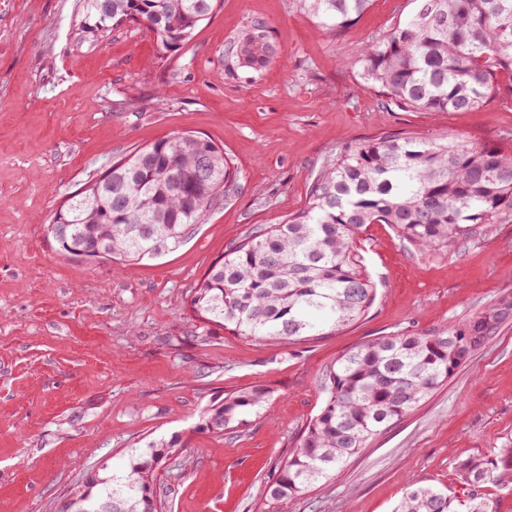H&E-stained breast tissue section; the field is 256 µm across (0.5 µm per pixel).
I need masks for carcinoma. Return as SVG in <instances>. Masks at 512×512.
Instances as JSON below:
<instances>
[{
	"mask_svg": "<svg viewBox=\"0 0 512 512\" xmlns=\"http://www.w3.org/2000/svg\"><path fill=\"white\" fill-rule=\"evenodd\" d=\"M373 0H293L322 29L341 32ZM413 16L364 48L352 66L401 110L466 111L491 93L512 94V0H415ZM217 0H81L80 39L93 43L143 22L168 51L187 41ZM277 56L263 24L229 44L231 68L259 71ZM223 148L181 133L135 149L86 183L50 218L71 226L58 250L116 263L175 250L212 206L238 191ZM512 222V153L454 136L398 133L347 146L311 182L307 207L279 224L254 227L209 267L190 304L202 331L221 327L250 340L298 342L360 320L376 299L356 240L369 224H388L425 255L446 256L490 224ZM512 321V296L446 330L384 336L349 351L318 380L322 405L293 449L264 482L263 512L336 476L371 440L415 411ZM269 390L233 392L209 405L200 428L219 437L247 424ZM182 447L173 435L127 451L119 470L102 468L71 492L83 512H163L154 473ZM471 494L420 487L396 512H492L479 491L512 479V448L456 464Z\"/></svg>",
	"mask_w": 512,
	"mask_h": 512,
	"instance_id": "cac0c4a2",
	"label": "carcinoma"
}]
</instances>
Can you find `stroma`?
<instances>
[{"label": "stroma", "instance_id": "stroma-1", "mask_svg": "<svg viewBox=\"0 0 512 512\" xmlns=\"http://www.w3.org/2000/svg\"><path fill=\"white\" fill-rule=\"evenodd\" d=\"M414 0H373L339 33L292 0H218L179 50L141 24L80 41L79 0H0V512H57L82 476L153 439L181 436L156 471L166 512H259L263 482L322 402L315 381L380 336L424 335L512 295V223L445 257L371 224L359 253L377 296L354 326L298 344L213 328L188 305L209 265L256 224L304 209L308 186L344 146L394 132L454 134L512 148V96L468 112L383 105L351 62L406 21ZM267 25L278 58L229 74L225 49ZM204 133L239 171L181 246L131 265L76 262L46 224L73 192L132 149ZM270 395L224 437L200 416L225 391ZM512 448V322L417 411L288 512H393L404 493L464 496L458 460Z\"/></svg>", "mask_w": 512, "mask_h": 512}]
</instances>
